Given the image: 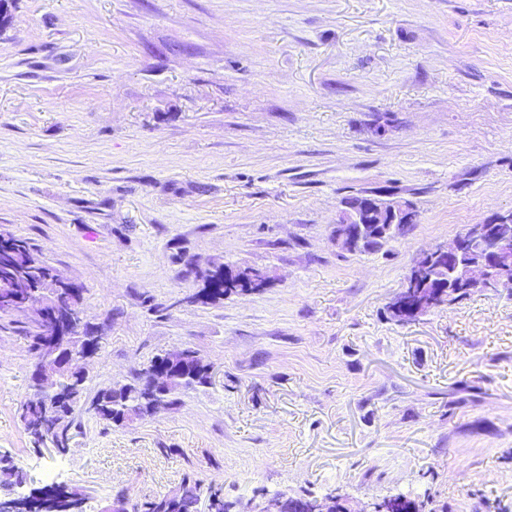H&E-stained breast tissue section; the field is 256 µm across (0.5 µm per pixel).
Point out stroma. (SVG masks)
<instances>
[{
  "label": "stroma",
  "instance_id": "35a3bbf8",
  "mask_svg": "<svg viewBox=\"0 0 512 512\" xmlns=\"http://www.w3.org/2000/svg\"><path fill=\"white\" fill-rule=\"evenodd\" d=\"M411 202L376 253L344 198ZM512 211V0H13L0 29V233L80 285L102 338L87 396L191 349L209 384L65 452L18 418L33 356L0 317V457L141 501L184 481L236 512L402 495L512 512V293L387 308L420 251ZM261 290L197 301L215 266ZM405 205V217L407 219L405 224H388V234L383 242H375L374 244H369V246H363L357 252H368L373 253L381 250L386 244L394 241L398 237L402 236L408 229L411 224H416L417 222V211L414 207L407 202H403ZM415 288V283L410 280L404 281L400 294L402 299V306L404 308V311L406 314L419 318L421 315L428 312L433 307H436V301L434 299H428V300H420V301H413L412 299L408 298L409 296V289ZM389 311L391 314V317L396 320L395 313H394V306L392 304L389 305ZM410 316H408L405 319L402 320H396L398 322H410L412 321Z\"/></svg>",
  "mask_w": 512,
  "mask_h": 512
}]
</instances>
